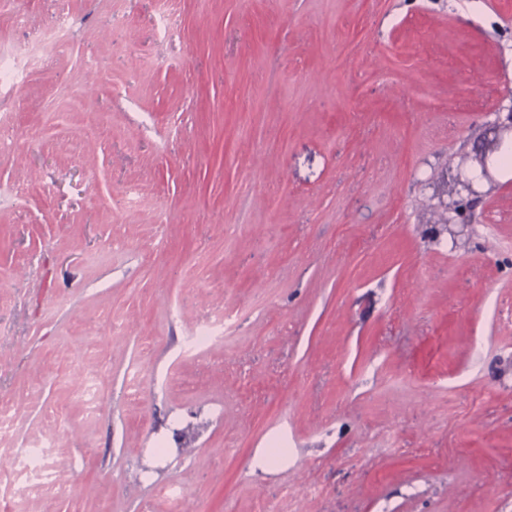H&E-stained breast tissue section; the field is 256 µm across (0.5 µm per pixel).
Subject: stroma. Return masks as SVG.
<instances>
[{
    "label": "stroma",
    "mask_w": 512,
    "mask_h": 512,
    "mask_svg": "<svg viewBox=\"0 0 512 512\" xmlns=\"http://www.w3.org/2000/svg\"><path fill=\"white\" fill-rule=\"evenodd\" d=\"M64 14L0 83L34 135L0 158V507L512 512V179L458 224L436 195L512 110V0H0V43ZM69 31L68 19L66 16H62L58 26L54 30L44 33L34 45L23 49L3 48L0 46L1 64L2 62L4 64L5 60H18L25 65H35L45 53L56 49L64 43L69 37ZM234 324V320L224 317L213 324L195 329L187 337L186 350L188 352L197 351L204 348H213L224 343V332L229 330ZM49 448H53L52 441L48 439L45 441L40 448L36 449H24L21 452V456L26 458L23 460V466L27 474L28 480L32 484L41 482L47 475V468L53 467V458L51 456ZM30 456H37L43 461V465H39L34 461V458Z\"/></svg>",
    "instance_id": "35a3bbf8"
}]
</instances>
